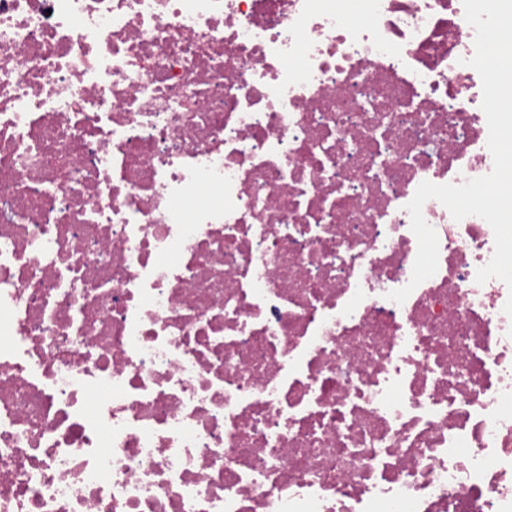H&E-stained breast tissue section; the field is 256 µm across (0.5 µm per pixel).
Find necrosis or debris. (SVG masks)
<instances>
[{"label": "necrosis or debris", "instance_id": "obj_1", "mask_svg": "<svg viewBox=\"0 0 512 512\" xmlns=\"http://www.w3.org/2000/svg\"><path fill=\"white\" fill-rule=\"evenodd\" d=\"M0 0V512H512V290L463 0ZM215 193L196 204L203 190Z\"/></svg>", "mask_w": 512, "mask_h": 512}]
</instances>
